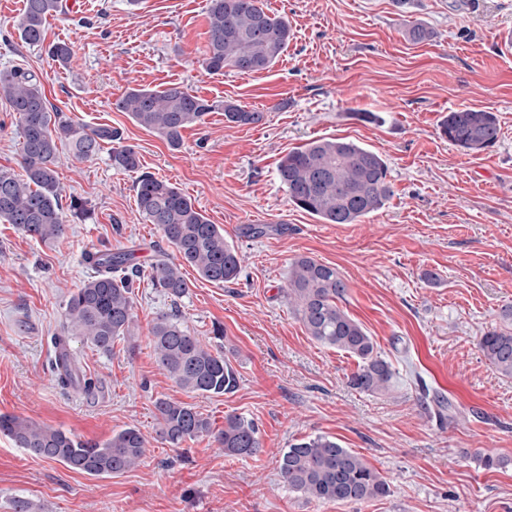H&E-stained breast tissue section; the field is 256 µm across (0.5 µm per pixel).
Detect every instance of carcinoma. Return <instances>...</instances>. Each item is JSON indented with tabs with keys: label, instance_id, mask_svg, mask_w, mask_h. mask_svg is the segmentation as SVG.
I'll list each match as a JSON object with an SVG mask.
<instances>
[{
	"label": "carcinoma",
	"instance_id": "carcinoma-1",
	"mask_svg": "<svg viewBox=\"0 0 512 512\" xmlns=\"http://www.w3.org/2000/svg\"><path fill=\"white\" fill-rule=\"evenodd\" d=\"M66 9L63 0H25L14 28L23 42L40 46L48 19ZM207 26L202 64L213 73L228 69L247 75L267 70L279 60L292 36L288 21L265 12L259 0H209ZM47 54L65 66L73 49L66 42H54L48 45ZM0 97L16 112L25 172L19 178L0 169V219L25 235L51 242L64 233L57 171L60 147L67 146L75 159L83 161L110 144L113 167L140 169L137 151L123 144L119 130L107 125L90 127L53 111L33 71L21 66L0 69ZM114 106L174 150L181 147L187 127L218 108L223 109L227 121L238 125L258 124L264 119L262 112L230 101L218 106L177 83L162 90L128 88ZM441 132L458 150L472 154L495 145L500 127L494 113L462 107L448 113ZM277 177L291 204L325 224L356 223L381 210L393 195L382 155L338 138L315 139L289 152L277 166ZM136 205L179 259L177 263L159 259L151 267L153 283L168 296L179 299L187 294L189 283L181 271L185 264L211 283L238 278L243 258L224 240V229L210 223L179 188L144 172L136 182ZM85 259L95 273L66 301L67 335L54 337L52 369L61 386L72 384L91 394L94 382L77 367L68 349L70 337L79 336L95 350L112 353L115 341L133 322L132 277L140 274V269L132 266L131 254L106 246L86 253ZM347 289L336 268L311 257L301 256L290 266L286 296L308 335L358 359V369L351 376L354 388L385 391L392 378L389 364L378 355L372 337L338 305ZM151 343L158 365L180 388L199 395H219L235 387V372L224 355L192 335L176 314L156 317ZM478 348L498 372L512 376L511 330L485 333ZM155 408L159 436L173 447L209 436L228 455L253 457L261 452L258 427L251 419L228 414L224 428L215 432L208 418L185 403L159 399ZM0 433L34 456L93 477L122 474L139 465L147 452V441L135 427L115 432L105 442L92 443L20 415L0 414ZM279 470L289 490L316 501L361 503L391 493L389 482L379 471L330 436L292 444L282 453Z\"/></svg>",
	"mask_w": 512,
	"mask_h": 512
}]
</instances>
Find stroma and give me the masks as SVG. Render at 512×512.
Masks as SVG:
<instances>
[{"instance_id": "1", "label": "stroma", "mask_w": 512, "mask_h": 512, "mask_svg": "<svg viewBox=\"0 0 512 512\" xmlns=\"http://www.w3.org/2000/svg\"><path fill=\"white\" fill-rule=\"evenodd\" d=\"M67 3L46 35L73 48L62 68L19 39L13 24L23 0H0V69L35 71L57 111L118 129L140 172L191 198L244 263L223 285L184 267L189 290L172 300L148 276L156 259L176 253L137 209L139 172L114 168L107 146L85 162L61 150V204L81 199L87 218L66 223L50 243L0 220V413L85 441L134 427L148 441L147 457L124 474L92 477L0 434V512H15L20 500L30 512H512V376L478 348L481 336L504 327L501 312L512 305V55L497 46L499 31L512 29V0H261L288 18L292 39L274 66L250 75L203 67L208 0ZM417 23L432 40L407 39ZM172 83L265 119L239 126L209 113L173 150L114 107L126 88ZM463 106L497 115L494 147L467 155L442 137L444 117ZM366 112L374 120H363ZM319 138L383 155L394 190L383 209L355 224H325L289 203L277 163ZM20 149L15 114L0 97V168L20 171ZM256 224L264 236H252ZM100 245L131 251L142 276L133 324L111 354L70 341L96 383L87 395L58 384L52 339L64 333L69 295L92 272L85 251ZM301 256L346 281L341 306L389 363L387 392L354 389L357 359L308 335L286 297L289 266ZM174 309L192 334L223 351L237 376L232 392L185 391L159 367L149 331ZM437 395L452 404L441 418ZM159 398L194 407L217 429L229 414L253 419L261 452L230 457L209 437L171 447L158 435ZM318 435L363 457L390 495L351 504L290 491L279 458ZM479 451L506 466L483 469Z\"/></svg>"}]
</instances>
